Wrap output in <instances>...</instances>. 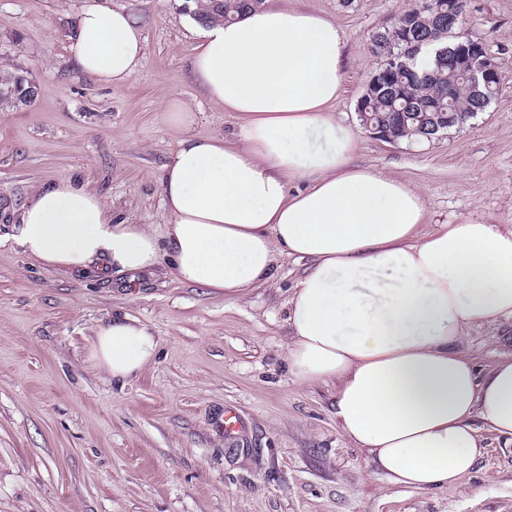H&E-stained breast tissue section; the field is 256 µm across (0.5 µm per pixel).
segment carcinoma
<instances>
[{
	"label": "carcinoma",
	"mask_w": 512,
	"mask_h": 512,
	"mask_svg": "<svg viewBox=\"0 0 512 512\" xmlns=\"http://www.w3.org/2000/svg\"><path fill=\"white\" fill-rule=\"evenodd\" d=\"M432 13L409 15L410 27L398 29L390 25L373 34V49L395 63L384 70L377 87L373 88L363 111L371 121H390L396 141L425 140L437 135L433 131L440 119L448 120V129L457 127V104L470 115L485 110L496 96L498 82L472 93L462 87L461 100H448V75L470 66L497 68L486 50L474 52L466 60L456 57V41L448 38V14L455 11L456 0H436ZM247 9V0H224V10L214 7L213 0H202L196 11L207 21L232 19ZM432 48L427 63L420 67L418 59Z\"/></svg>",
	"instance_id": "1"
}]
</instances>
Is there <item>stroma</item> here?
<instances>
[{"label": "stroma", "mask_w": 512, "mask_h": 512, "mask_svg": "<svg viewBox=\"0 0 512 512\" xmlns=\"http://www.w3.org/2000/svg\"><path fill=\"white\" fill-rule=\"evenodd\" d=\"M91 0H0V65L37 87L0 112V512H512V443L486 434L482 459L454 489L389 482L338 430L336 386L301 383L285 362L286 302L305 261L229 298L190 286L161 259L156 276L75 272L28 257L14 239L33 192L69 177L113 217L165 241L160 168L181 132L233 139L235 113L204 94L198 38L179 0H102L135 16L144 55L125 84L104 86L70 59L68 31ZM336 22L347 48L334 112L354 127L353 164L397 176L425 200L420 233L440 224L512 227V0H467L462 27L500 74L496 97L447 137L389 143L360 127L356 104L384 58L374 32L415 0H288ZM128 315L158 339L138 376L112 381L88 361L101 321ZM480 371L512 354V320L478 323L458 344ZM242 422L225 438V412Z\"/></svg>", "instance_id": "1"}]
</instances>
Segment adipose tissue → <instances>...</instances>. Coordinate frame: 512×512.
Segmentation results:
<instances>
[{"label":"adipose tissue","instance_id":"adipose-tissue-1","mask_svg":"<svg viewBox=\"0 0 512 512\" xmlns=\"http://www.w3.org/2000/svg\"><path fill=\"white\" fill-rule=\"evenodd\" d=\"M199 31L196 77L241 123L231 141L199 134L194 112L167 101L166 119L184 135L160 176L166 245L65 177L23 206L19 246L53 268L133 278L165 253L179 280L234 297L271 279L279 257L306 261L287 303L292 374L335 383L339 431L389 482L453 488L485 434L512 439V357L482 374L457 348L471 325L512 318V228L419 233V192L351 168L356 133L331 111L346 56L335 22L270 2ZM68 50L82 73L120 85L141 63V28L94 0ZM294 180L301 190L289 191ZM157 349L148 326L115 316L97 326L89 360L122 382Z\"/></svg>","mask_w":512,"mask_h":512}]
</instances>
